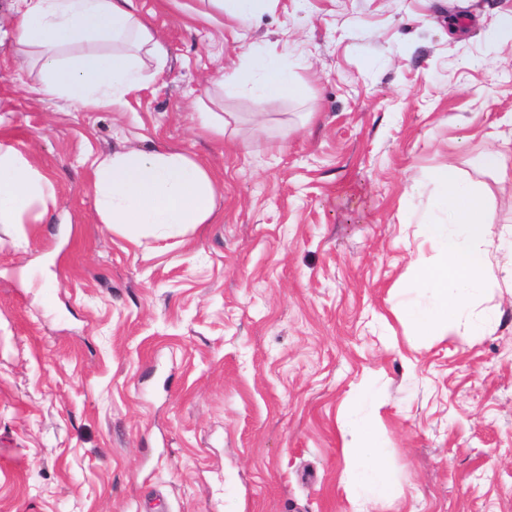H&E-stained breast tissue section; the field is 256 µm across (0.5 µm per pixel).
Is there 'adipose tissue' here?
Returning a JSON list of instances; mask_svg holds the SVG:
<instances>
[{
	"label": "adipose tissue",
	"instance_id": "ef3b65f1",
	"mask_svg": "<svg viewBox=\"0 0 512 512\" xmlns=\"http://www.w3.org/2000/svg\"><path fill=\"white\" fill-rule=\"evenodd\" d=\"M11 33L16 51L36 69L43 95L82 109L106 108L124 101L144 83L146 60H161L164 50L141 19L136 0H16ZM99 40L108 52L62 54L63 46ZM254 73L249 91L256 101L301 97L302 86L274 53L248 55ZM93 194L101 223L129 241L171 234L207 223L215 211L213 180L200 163L178 151H115L99 156L93 168ZM54 199L52 184L21 152L0 146V224L20 223L33 208ZM377 422L344 444L351 461L356 512H366L369 495L392 489L382 471Z\"/></svg>",
	"mask_w": 512,
	"mask_h": 512
}]
</instances>
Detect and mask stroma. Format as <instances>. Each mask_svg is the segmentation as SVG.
<instances>
[{"instance_id": "stroma-1", "label": "stroma", "mask_w": 512, "mask_h": 512, "mask_svg": "<svg viewBox=\"0 0 512 512\" xmlns=\"http://www.w3.org/2000/svg\"><path fill=\"white\" fill-rule=\"evenodd\" d=\"M137 8L166 59L122 105L44 99L0 39V144L55 190L0 225V512H355L341 448L378 412L398 493L368 512H512V178L483 161L512 134V0ZM250 49L304 95L220 84ZM156 149L206 166L215 217L135 245L100 222L92 162ZM448 163L492 213L468 343L391 312L434 257L418 224ZM230 2V13L238 20H248L262 14L270 0H225Z\"/></svg>"}]
</instances>
